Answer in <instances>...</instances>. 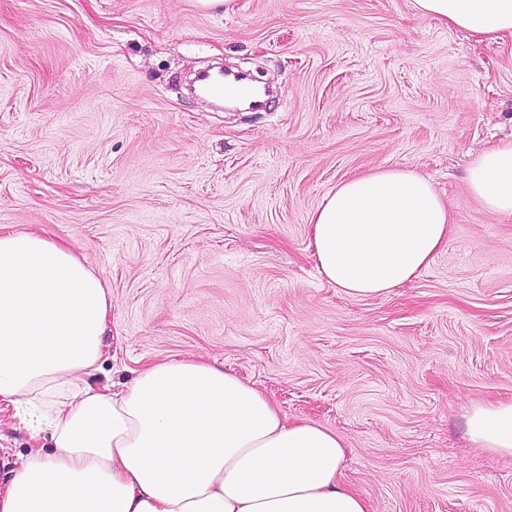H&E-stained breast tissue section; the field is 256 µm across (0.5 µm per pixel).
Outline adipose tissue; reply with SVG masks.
<instances>
[{"mask_svg": "<svg viewBox=\"0 0 512 512\" xmlns=\"http://www.w3.org/2000/svg\"><path fill=\"white\" fill-rule=\"evenodd\" d=\"M417 15L477 41L512 38V0H411ZM470 191L512 215V141L477 155ZM451 214L407 167L340 182L311 218L320 274L350 297L383 296L417 276ZM112 296L45 231L0 232V401L34 451L0 487V512H372L343 479L345 438L291 418L264 391L195 356L140 369L120 390L90 380ZM470 440L512 455V399L473 404Z\"/></svg>", "mask_w": 512, "mask_h": 512, "instance_id": "ef3b65f1", "label": "adipose tissue"}]
</instances>
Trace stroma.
Segmentation results:
<instances>
[{"label": "stroma", "mask_w": 512, "mask_h": 512, "mask_svg": "<svg viewBox=\"0 0 512 512\" xmlns=\"http://www.w3.org/2000/svg\"><path fill=\"white\" fill-rule=\"evenodd\" d=\"M272 89L216 108L215 64ZM512 140V39L411 0H0V227L67 241L112 295L99 389L193 355L342 434L374 512H512V456L472 404L512 399V216L466 182ZM429 178L452 224L411 283L352 299L309 247L336 185ZM0 403V480L31 448Z\"/></svg>", "instance_id": "stroma-1"}]
</instances>
